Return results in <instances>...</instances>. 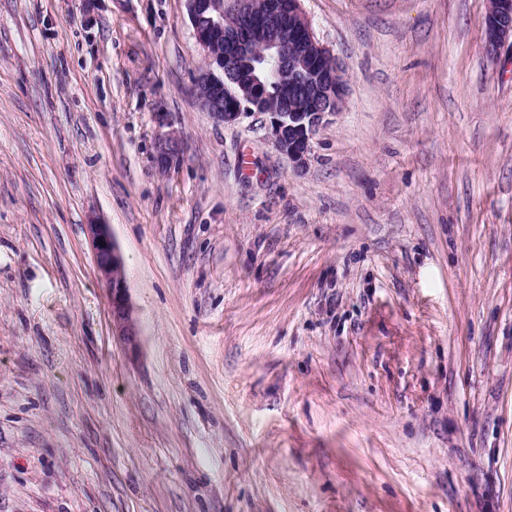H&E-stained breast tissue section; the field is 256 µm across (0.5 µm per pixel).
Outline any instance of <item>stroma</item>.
<instances>
[{"instance_id":"35a3bbf8","label":"stroma","mask_w":512,"mask_h":512,"mask_svg":"<svg viewBox=\"0 0 512 512\" xmlns=\"http://www.w3.org/2000/svg\"><path fill=\"white\" fill-rule=\"evenodd\" d=\"M301 5L348 87L297 171L198 105L186 0H0V512H512V51ZM155 159L158 168L163 173H169L183 154V146L178 132L174 129L167 113L158 112L155 115ZM108 225L92 220L86 226L88 241L99 277L107 292L113 336L136 348L139 335L129 302L123 259Z\"/></svg>"}]
</instances>
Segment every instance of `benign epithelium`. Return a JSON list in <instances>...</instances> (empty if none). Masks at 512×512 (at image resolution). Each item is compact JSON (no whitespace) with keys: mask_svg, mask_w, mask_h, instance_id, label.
Returning <instances> with one entry per match:
<instances>
[{"mask_svg":"<svg viewBox=\"0 0 512 512\" xmlns=\"http://www.w3.org/2000/svg\"><path fill=\"white\" fill-rule=\"evenodd\" d=\"M194 38L205 64L194 93L201 107L223 124L263 118L265 138L292 167L308 164L320 127L342 109L347 79L342 62L321 43L301 0H240L245 24L224 23V0H186ZM480 39L496 54L512 41V0H486ZM281 83L271 98V79ZM155 159L163 173L179 163L183 146L168 115H155ZM89 245L112 315V333L137 346L138 330L129 302L124 264L109 226L86 225Z\"/></svg>","mask_w":512,"mask_h":512,"instance_id":"benign-epithelium-1","label":"benign epithelium"}]
</instances>
